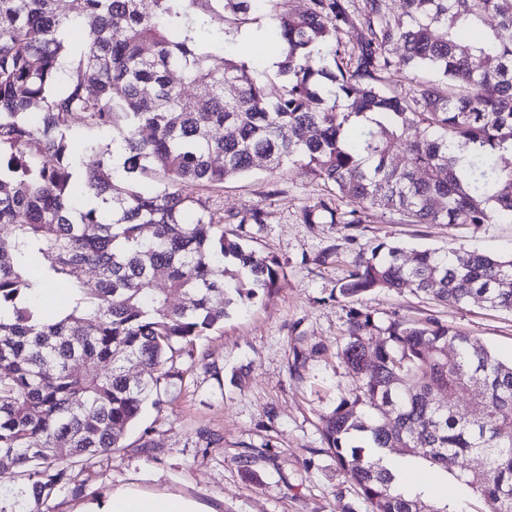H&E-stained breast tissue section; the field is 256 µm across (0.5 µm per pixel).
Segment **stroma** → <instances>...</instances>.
<instances>
[{
	"instance_id": "35a3bbf8",
	"label": "stroma",
	"mask_w": 512,
	"mask_h": 512,
	"mask_svg": "<svg viewBox=\"0 0 512 512\" xmlns=\"http://www.w3.org/2000/svg\"><path fill=\"white\" fill-rule=\"evenodd\" d=\"M306 7L307 0H269L255 20H216L201 37L212 45L214 65L230 56L267 81L273 67L262 50L242 47L241 35L270 31L276 12ZM330 196L332 187L318 176L291 166L273 172L262 160L247 175L202 191L214 219L225 230L242 229L249 247L275 256L286 281L199 339L193 357L179 365L184 378L173 383L174 400L147 408L125 449L75 469L70 486L41 512H80L119 486L180 494L217 512H365L322 434L324 416L354 387L340 358L350 310L372 313L376 342L391 319L431 316L512 361L511 313L480 301L443 305L413 288L375 289L357 299L339 293L358 253L381 242L401 244L410 255L424 249L510 255L512 220L409 224L396 212L372 209L350 229L302 223L304 207ZM257 209L263 223L243 224ZM144 432L152 442L147 450L139 446ZM411 474L431 499L451 496L458 512H482L483 501L456 491L452 476L422 463L412 464Z\"/></svg>"
}]
</instances>
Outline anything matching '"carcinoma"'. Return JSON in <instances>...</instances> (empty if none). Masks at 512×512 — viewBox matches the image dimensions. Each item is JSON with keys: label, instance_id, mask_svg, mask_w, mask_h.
<instances>
[{"label": "carcinoma", "instance_id": "cac0c4a2", "mask_svg": "<svg viewBox=\"0 0 512 512\" xmlns=\"http://www.w3.org/2000/svg\"><path fill=\"white\" fill-rule=\"evenodd\" d=\"M215 1L237 17L255 7L0 0V464L17 481L0 512H38L74 468L125 448L145 406L172 395L176 362L194 356L195 341L286 279L275 259L224 232L199 190L263 159L413 224L512 219V168L495 162L512 145V0H402L398 17L385 0H361L367 37L351 51L345 0H308L305 12L274 17L280 86L243 61L210 67L197 28L218 15ZM490 17L472 46L459 44ZM85 18L89 38L76 47L67 32ZM77 137L94 159L86 169L70 148ZM320 213L362 223L331 198L304 208L302 222ZM54 282L71 288V303L48 319L40 299ZM404 286L512 312V255L426 249L409 262L382 242L358 255L340 293ZM376 328L372 313L350 310L341 358L357 385L323 427L366 512H457L451 499L400 486L391 448L445 471L450 458L482 457L484 469L454 479L485 512H512V363L432 317L393 319L374 346ZM467 396L480 412L457 411Z\"/></svg>", "mask_w": 512, "mask_h": 512}]
</instances>
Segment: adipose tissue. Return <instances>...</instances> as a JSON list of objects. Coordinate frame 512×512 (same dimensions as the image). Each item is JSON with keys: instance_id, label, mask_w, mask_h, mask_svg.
<instances>
[{"instance_id": "1", "label": "adipose tissue", "mask_w": 512, "mask_h": 512, "mask_svg": "<svg viewBox=\"0 0 512 512\" xmlns=\"http://www.w3.org/2000/svg\"><path fill=\"white\" fill-rule=\"evenodd\" d=\"M82 512H216V510L177 494H154L130 487H119L87 503Z\"/></svg>"}]
</instances>
